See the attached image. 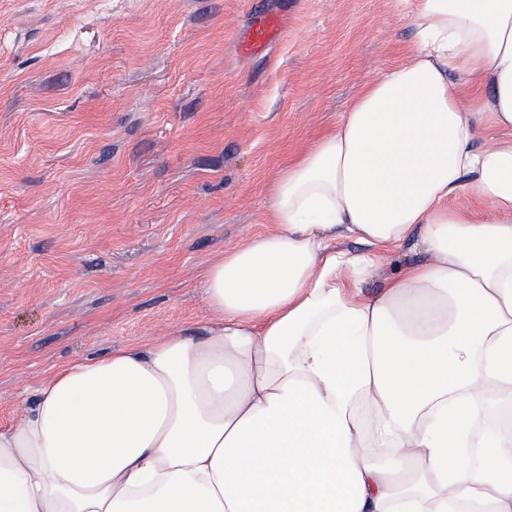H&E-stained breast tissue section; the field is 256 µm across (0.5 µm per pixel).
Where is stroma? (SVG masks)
Here are the masks:
<instances>
[{
  "label": "stroma",
  "mask_w": 512,
  "mask_h": 512,
  "mask_svg": "<svg viewBox=\"0 0 512 512\" xmlns=\"http://www.w3.org/2000/svg\"><path fill=\"white\" fill-rule=\"evenodd\" d=\"M414 42L403 0H0V427L67 362L199 336L206 261ZM281 34L279 18L272 14H264L246 33L239 44L244 54L264 51L274 43Z\"/></svg>",
  "instance_id": "stroma-1"
}]
</instances>
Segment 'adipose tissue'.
Here are the masks:
<instances>
[{
  "label": "adipose tissue",
  "mask_w": 512,
  "mask_h": 512,
  "mask_svg": "<svg viewBox=\"0 0 512 512\" xmlns=\"http://www.w3.org/2000/svg\"><path fill=\"white\" fill-rule=\"evenodd\" d=\"M410 17L204 267L203 335L66 363L0 428V512H512V435L481 429L512 405V0ZM421 258V255L410 246H406L401 250L389 253L384 261V265L379 269L377 273L367 278L362 283L364 292L368 295L375 294L380 288L383 277L394 271L399 265L411 263Z\"/></svg>",
  "instance_id": "adipose-tissue-1"
}]
</instances>
